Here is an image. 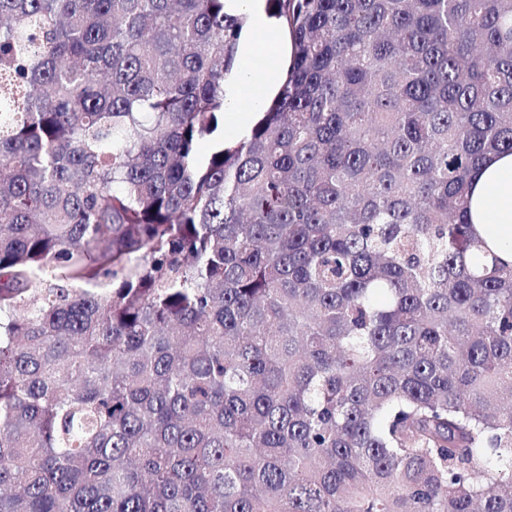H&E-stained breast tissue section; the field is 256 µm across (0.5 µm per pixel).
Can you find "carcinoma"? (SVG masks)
I'll list each match as a JSON object with an SVG mask.
<instances>
[{"label": "carcinoma", "instance_id": "cac0c4a2", "mask_svg": "<svg viewBox=\"0 0 512 512\" xmlns=\"http://www.w3.org/2000/svg\"><path fill=\"white\" fill-rule=\"evenodd\" d=\"M0 0V512H512V0ZM224 9L232 15L246 17V32L238 45V62L224 79L225 108L230 113L224 119V139L231 141L240 136L238 123L249 127L257 118V113H246L253 112L258 105L252 95L254 85L260 82L276 92L281 84L279 69L271 67L258 75L251 69V60L263 51L281 58L284 46L279 24L265 11L264 0H225ZM471 221L480 236L512 262V155L494 158L478 174L473 187Z\"/></svg>", "mask_w": 512, "mask_h": 512}]
</instances>
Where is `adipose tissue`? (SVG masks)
Here are the masks:
<instances>
[{
	"label": "adipose tissue",
	"instance_id": "obj_1",
	"mask_svg": "<svg viewBox=\"0 0 512 512\" xmlns=\"http://www.w3.org/2000/svg\"><path fill=\"white\" fill-rule=\"evenodd\" d=\"M224 9L246 18V32L238 45L235 68L224 80L228 113L251 112L257 107L252 95L255 84L270 89L281 84L280 71L270 68L263 74L252 71L250 62L259 53L282 55L283 37L278 22L265 10L264 0H225ZM471 221L480 236L492 242L501 256L512 262V155L494 158L478 174L473 187Z\"/></svg>",
	"mask_w": 512,
	"mask_h": 512
}]
</instances>
